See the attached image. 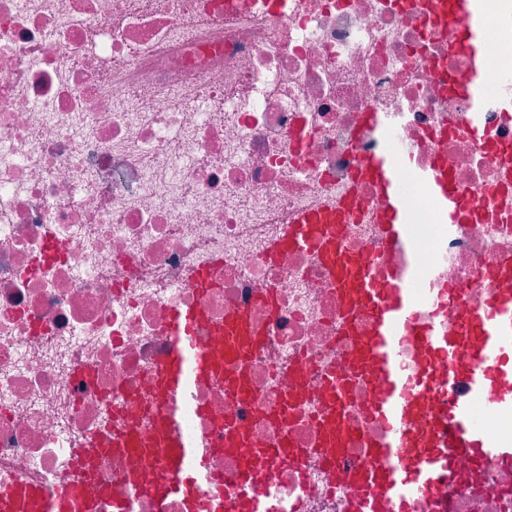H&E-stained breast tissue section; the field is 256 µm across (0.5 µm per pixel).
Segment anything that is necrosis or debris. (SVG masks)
Wrapping results in <instances>:
<instances>
[{"mask_svg":"<svg viewBox=\"0 0 512 512\" xmlns=\"http://www.w3.org/2000/svg\"><path fill=\"white\" fill-rule=\"evenodd\" d=\"M477 4L480 95L491 107L475 115L448 93L468 59L423 0H0V483L55 489L71 449L126 415L152 456L93 457L98 512L117 500L131 512H183L125 477L149 485L164 475L166 402L152 372L171 350L170 315L199 307L201 346L223 345L236 311L263 344L248 364L250 398L193 381L176 433L207 441L209 469L227 476L238 458L223 451L216 418L254 446L289 437L310 454L273 466L271 512H346L351 492L315 449L348 319L316 249L271 248L297 213L342 204L344 245L378 281L410 258L419 287L460 288L465 309L512 294V278L482 275L512 261V172L464 132L475 116L492 142H512V108L498 104L512 69V0ZM371 112L381 127H369ZM397 140L410 148L399 167L417 231L407 254L384 245L377 193L356 173ZM441 155L474 205L453 225L416 178ZM199 268L215 282L205 294L191 284ZM382 388L357 379L349 389L357 437L345 465L361 462V438L382 433L364 416ZM292 393L284 424L258 419ZM111 395L125 396L123 414ZM452 500V512H512V467L491 468L485 491Z\"/></svg>","mask_w":512,"mask_h":512,"instance_id":"obj_1","label":"necrosis or debris"}]
</instances>
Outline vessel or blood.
<instances>
[{
	"instance_id": "1",
	"label": "vessel or blood",
	"mask_w": 512,
	"mask_h": 512,
	"mask_svg": "<svg viewBox=\"0 0 512 512\" xmlns=\"http://www.w3.org/2000/svg\"><path fill=\"white\" fill-rule=\"evenodd\" d=\"M442 26L451 34L455 47L469 58L468 71L449 84L452 93L474 96L485 71V33L477 14L476 0H431ZM360 179L372 182L378 193L376 221L383 226L389 246L408 243L412 232L403 209V200L393 157L380 152L365 158L358 171ZM442 212L455 217L464 207L466 194L448 173V160L438 157L420 175ZM343 209L296 216L285 235L273 246V253L296 247H315L340 285V299L348 312H364L371 318L370 329L349 324L347 334L352 350L345 371L329 374L324 399L328 405L322 417L324 439L320 453L323 463L338 486L355 489L349 512H380L384 502H392L397 512H412L415 501L426 502L429 512H448V489H482L489 465L512 466V444L494 440L480 425L476 411L494 401L505 413H512V392L500 393V386L512 385V294L492 295L487 306L477 312L460 310L462 291L442 287L427 291L415 288L410 276L392 271L385 283H378L370 262L346 254L341 245ZM433 311L430 320L418 319L417 307ZM459 309V329L444 334L435 316ZM201 311L175 312L167 326L174 348L159 365L155 376L162 394L182 396L196 379L223 376L230 395L248 396L247 363L260 344L246 313H235L224 321V345L201 347L193 327ZM409 342L422 349L427 362L413 374L401 369L399 345ZM366 381L384 379L386 389L368 406L366 416L380 421L385 438L365 444L366 460L342 467L350 436L344 424L345 400L351 375ZM465 382L467 394L458 397L457 382ZM174 413H165L159 430L166 434L167 452L162 466L167 477L149 486L148 492L160 500L182 499L186 512H269L271 481L265 468L267 458L285 465H299L307 449L281 439L272 448L250 449L233 422L224 424V448L239 453L242 465L233 477L235 490L222 492L223 475L206 469V458L193 444L185 442L170 427ZM107 449L126 455L142 452L131 426L92 439L88 445L71 449L73 474L63 480L62 490L47 495L33 484L18 481L0 485V512H96V494L89 490L93 454ZM471 461L469 469L456 466L457 456ZM214 487L212 497L201 498L196 478Z\"/></svg>"
}]
</instances>
